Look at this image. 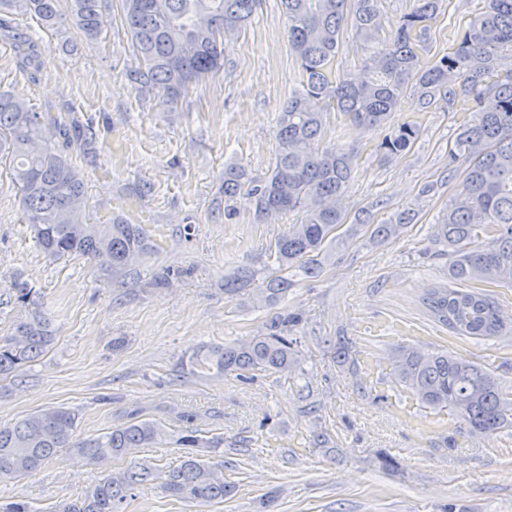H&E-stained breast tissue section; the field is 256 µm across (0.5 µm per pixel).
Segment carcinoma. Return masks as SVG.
<instances>
[{"instance_id": "obj_1", "label": "carcinoma", "mask_w": 512, "mask_h": 512, "mask_svg": "<svg viewBox=\"0 0 512 512\" xmlns=\"http://www.w3.org/2000/svg\"><path fill=\"white\" fill-rule=\"evenodd\" d=\"M59 0H0V15L18 6L51 25ZM260 0H121L132 46L141 67L132 75L140 90L157 91L165 102L179 98L192 83L224 67V37L251 19ZM288 21V41L300 60L302 89L288 99L276 134L275 163L266 179L255 183L243 170L224 168V212L236 211L244 193L260 217L297 212L298 224L275 240L277 267L270 273L246 270L224 283L235 295L253 285V298L275 304L292 286L290 275L316 277L331 257L333 233L343 223L340 207L354 171L356 155L340 145L322 144L327 110L340 112L352 125L385 130L380 149L385 158L406 151L418 135L409 122L393 124L403 99L418 109L438 97L460 96L472 103L474 118L464 125L449 151L450 161L466 163L469 193L448 202L437 227L436 242L450 248L448 280L512 285V0H482L481 11L464 31L457 49L435 62L423 58L426 29L418 24L440 8L442 0H413L411 11L390 40L376 46L381 28V0H280ZM76 25L89 39L104 27L100 0H73ZM373 47L357 78L333 69L345 24ZM322 103L319 111L306 105ZM70 139L72 126L47 113L30 111L0 91V158L13 164L25 219L38 246L52 257L79 254L112 282L123 281L152 254L141 224L114 220L86 224L84 182L63 151L45 141L47 127ZM412 221L408 211L374 225L379 241L399 236ZM431 316L463 335L512 334L489 295L476 289L433 288L424 298ZM51 319L38 313L20 322L15 334L0 339V378L14 377L53 341ZM397 382L425 405L446 408L473 436L512 427V386L461 358L401 347L391 357ZM297 362L288 318L271 332L196 354L197 368L235 373L286 372ZM77 415L65 407L36 411L9 426L0 425V478L38 471L60 448H74L88 463L123 457L138 448L165 443L164 430L137 421L97 437L79 438ZM186 449L180 466L168 471L162 489L190 503L222 501L234 486L224 481V464L200 458L197 430L187 428L175 440ZM153 468L138 462L109 473L85 496L60 502L54 512H125L127 502Z\"/></svg>"}]
</instances>
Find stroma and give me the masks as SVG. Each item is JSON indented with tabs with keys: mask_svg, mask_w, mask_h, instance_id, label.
<instances>
[{
	"mask_svg": "<svg viewBox=\"0 0 512 512\" xmlns=\"http://www.w3.org/2000/svg\"><path fill=\"white\" fill-rule=\"evenodd\" d=\"M481 7L444 0L427 23V59L452 51ZM60 10L54 26L19 10L0 30V91L77 121L67 156L84 178L87 223L122 216L145 226L156 251L121 283L85 257L47 256L25 224L11 167L0 164V337L30 312L15 299L17 280L40 294L55 328L42 356L0 379V425L64 406L77 413L80 436L149 419L170 442L99 465L60 449L36 473L0 479V501L50 512L130 461L168 471L180 464L175 441L191 426L223 438L209 458L223 461L233 494L187 503L155 483L126 512H512V428L471 436L448 410L407 396L389 361L400 346L435 348L512 385V335H461L423 304L448 282V250L435 234L449 201L468 191L463 171H449L448 151L470 103L442 97L425 112L402 103L396 122L417 125L419 135L390 159L381 156L382 133L329 112L324 142L357 152L342 200L346 224L361 210L377 221L408 211L413 222L383 243L359 227L318 277H295L275 306L254 303L248 289L230 299L225 279L270 264V248L299 219L257 218L245 198L233 219L224 217L225 167L269 176L282 107L301 87L279 0H261L250 23L225 37L223 69L172 104L131 81L139 61L118 0H102L107 26L95 40L75 24L70 0ZM20 38L33 41L35 64L15 52ZM286 315L297 319L293 371L246 381L184 368L200 348L266 333ZM341 340L348 351L338 360ZM381 452L398 468L380 469Z\"/></svg>",
	"mask_w": 512,
	"mask_h": 512,
	"instance_id": "stroma-1",
	"label": "stroma"
}]
</instances>
